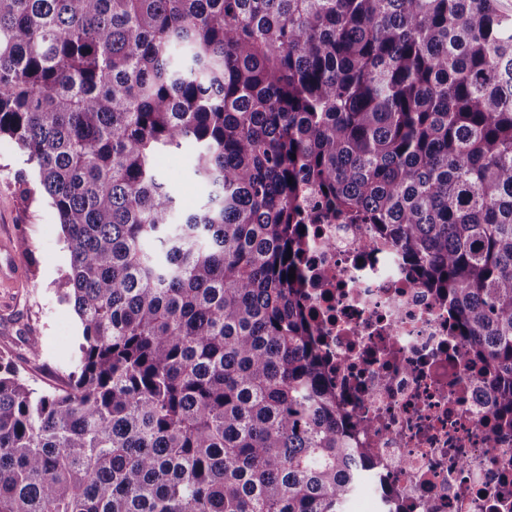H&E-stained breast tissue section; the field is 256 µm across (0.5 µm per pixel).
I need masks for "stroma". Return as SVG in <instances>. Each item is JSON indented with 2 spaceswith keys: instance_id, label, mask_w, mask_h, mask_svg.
Returning <instances> with one entry per match:
<instances>
[{
  "instance_id": "35a3bbf8",
  "label": "stroma",
  "mask_w": 512,
  "mask_h": 512,
  "mask_svg": "<svg viewBox=\"0 0 512 512\" xmlns=\"http://www.w3.org/2000/svg\"><path fill=\"white\" fill-rule=\"evenodd\" d=\"M160 170L181 210L195 211L208 189L195 179L188 151L165 152ZM21 172L28 181L37 178L22 152L1 141L0 240L30 249L31 255L21 259L15 280L0 283V352L9 353L35 387L61 388L79 334L77 315L58 294L69 269V252L49 199L39 192L26 193L17 178Z\"/></svg>"
}]
</instances>
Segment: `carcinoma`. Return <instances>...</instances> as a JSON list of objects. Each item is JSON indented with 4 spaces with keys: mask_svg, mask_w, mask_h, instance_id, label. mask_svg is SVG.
<instances>
[{
    "mask_svg": "<svg viewBox=\"0 0 512 512\" xmlns=\"http://www.w3.org/2000/svg\"><path fill=\"white\" fill-rule=\"evenodd\" d=\"M2 137L81 335L61 393L0 355V512H346L369 449L288 277L309 191L448 301L512 431L502 0H0ZM160 160V170L176 193L180 209L185 212L195 211L205 199L208 188L195 179L188 151H166Z\"/></svg>",
    "mask_w": 512,
    "mask_h": 512,
    "instance_id": "obj_1",
    "label": "carcinoma"
}]
</instances>
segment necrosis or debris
<instances>
[{"instance_id":"4bbe7bcc","label":"necrosis or debris","mask_w":512,"mask_h":512,"mask_svg":"<svg viewBox=\"0 0 512 512\" xmlns=\"http://www.w3.org/2000/svg\"><path fill=\"white\" fill-rule=\"evenodd\" d=\"M301 301L314 317L357 447L373 451V497L403 512H512V434L489 438L493 376L447 302L367 224L328 218L304 244Z\"/></svg>"}]
</instances>
